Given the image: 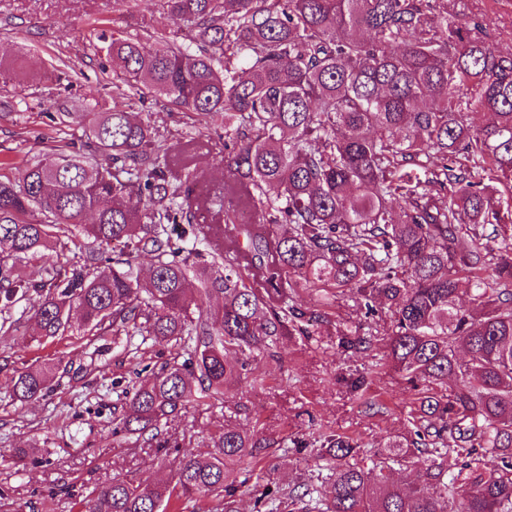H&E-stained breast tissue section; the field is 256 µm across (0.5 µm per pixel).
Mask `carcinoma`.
<instances>
[{
  "label": "carcinoma",
  "instance_id": "1",
  "mask_svg": "<svg viewBox=\"0 0 512 512\" xmlns=\"http://www.w3.org/2000/svg\"><path fill=\"white\" fill-rule=\"evenodd\" d=\"M156 6L183 22L186 41L121 31L103 40L123 84L110 103L64 113L88 129V144L27 161L20 179L0 161V332L35 293L38 341L65 335L76 308L88 334L110 330L125 350L137 336L183 343L189 357L134 387L112 427L121 443L167 452L180 447L167 432L178 410L224 400L256 355L324 322L285 281L314 289L324 307L347 293L366 320H390L386 358L412 396L410 427L373 454L357 438L319 434L331 490L269 480L254 512H512V205L470 173L486 164L512 181V56L493 49L482 22L448 25V0ZM149 97L207 127L224 118L221 192L199 196L188 154L184 178H169L167 147L132 111ZM478 111L490 121L476 124ZM225 224L236 234L213 252L207 231ZM74 230L101 251L80 265L51 262L44 281L16 273ZM143 254L154 258L144 289ZM250 271L265 287L251 286ZM336 337L360 352L378 342L345 322ZM57 368L20 371L14 399L44 395ZM369 386L367 372L350 380L372 407ZM258 445L226 428L206 456L183 457L172 482L115 476L84 512H168L174 496L238 512L226 479ZM420 454L431 459L416 481L394 484V467Z\"/></svg>",
  "mask_w": 512,
  "mask_h": 512
}]
</instances>
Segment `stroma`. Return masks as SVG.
<instances>
[{"label":"stroma","instance_id":"1","mask_svg":"<svg viewBox=\"0 0 512 512\" xmlns=\"http://www.w3.org/2000/svg\"><path fill=\"white\" fill-rule=\"evenodd\" d=\"M448 9L463 21L491 17L495 50L512 54V0H450ZM115 28L143 37L181 33L180 23L160 13L154 0H130L120 9L114 0H0V57L20 64L13 77H0V160L22 164L61 143L86 142L84 128L65 123L63 115L111 91L113 74L104 67L99 35ZM135 109L172 149L180 148L189 123L182 111L152 98ZM201 138L198 172L208 184L223 183L224 135L205 131ZM325 313L314 335L282 338L256 357L263 388L244 381L225 392L223 403L179 412L171 430L183 436V447L161 460L149 448L114 446L108 435L122 412L119 396L131 391L140 368L184 361V348L149 341L134 363L111 333L87 335L77 315L65 336L37 342L30 311L18 304L12 310L16 331L0 335V512H80L82 499L113 476L165 478L181 455H205L212 436L239 426L255 430L262 469L285 483L301 477L328 485L315 449L290 447L289 439L327 426L378 449L406 428L411 396L391 369L385 346L367 353L338 348L337 323L364 322L351 298L339 297ZM57 360L64 370L52 377L50 393L24 404L13 401V370ZM358 371L370 372L369 393L380 398L379 406L366 407L350 394L344 379ZM19 448L27 452L20 466L13 458Z\"/></svg>","mask_w":512,"mask_h":512}]
</instances>
